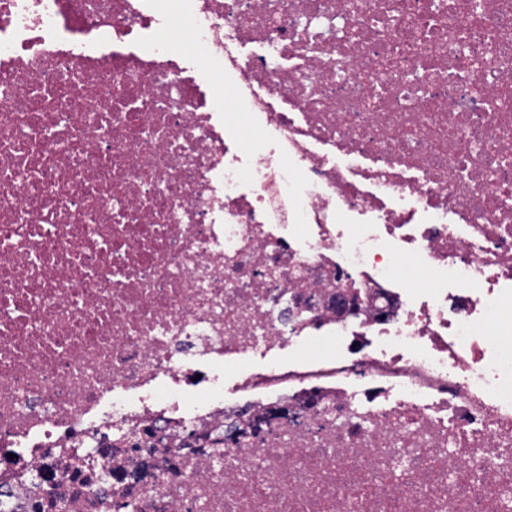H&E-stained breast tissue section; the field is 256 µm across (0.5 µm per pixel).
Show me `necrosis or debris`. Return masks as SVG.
I'll return each mask as SVG.
<instances>
[{"label": "necrosis or debris", "instance_id": "necrosis-or-debris-1", "mask_svg": "<svg viewBox=\"0 0 512 512\" xmlns=\"http://www.w3.org/2000/svg\"><path fill=\"white\" fill-rule=\"evenodd\" d=\"M177 5L0 0V512H512V0Z\"/></svg>", "mask_w": 512, "mask_h": 512}]
</instances>
